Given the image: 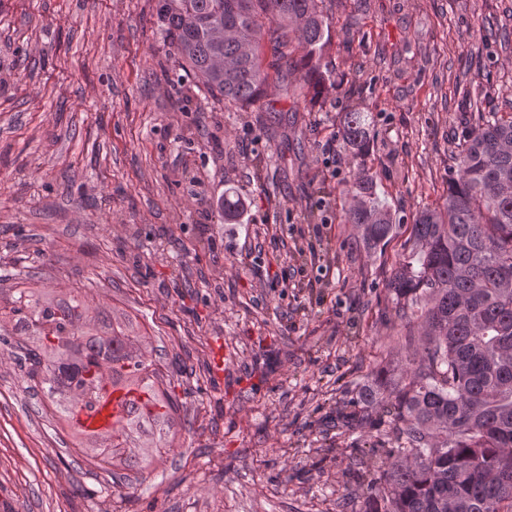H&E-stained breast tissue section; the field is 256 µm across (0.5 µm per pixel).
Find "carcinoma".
Instances as JSON below:
<instances>
[{"label": "carcinoma", "instance_id": "cac0c4a2", "mask_svg": "<svg viewBox=\"0 0 512 512\" xmlns=\"http://www.w3.org/2000/svg\"><path fill=\"white\" fill-rule=\"evenodd\" d=\"M324 0H156L163 42L224 109L270 95L263 66L299 71L314 102L336 84ZM474 124L462 134L443 203L405 216L377 201L366 167L374 119L348 104L338 136L357 174L342 184L351 199L342 220L377 248L409 231L386 296L420 330L403 363L376 372L362 398L393 421L395 447L366 465L365 512H512V113L483 107L466 92ZM224 223L244 200L224 194ZM137 317L93 307L84 289L50 295L0 288V342L21 350L20 366L53 420L89 463L139 472L172 450L179 404L149 357ZM124 391L125 415L104 426L79 424L81 410L103 414L106 394Z\"/></svg>", "mask_w": 512, "mask_h": 512}]
</instances>
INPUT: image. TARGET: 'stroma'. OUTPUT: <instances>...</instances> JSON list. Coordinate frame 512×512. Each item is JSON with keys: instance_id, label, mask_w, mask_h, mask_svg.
<instances>
[{"instance_id": "stroma-1", "label": "stroma", "mask_w": 512, "mask_h": 512, "mask_svg": "<svg viewBox=\"0 0 512 512\" xmlns=\"http://www.w3.org/2000/svg\"><path fill=\"white\" fill-rule=\"evenodd\" d=\"M340 78L380 132L386 207L442 204L464 93L512 112V0H325ZM0 277L137 315L179 400L157 468L112 476L65 447L21 367L0 369V505L14 512H363V384L406 355L383 293L402 238L370 251L341 215L344 98L296 74L242 112L186 77L155 0H0ZM247 201L239 223L219 207ZM223 372H215V356Z\"/></svg>"}]
</instances>
